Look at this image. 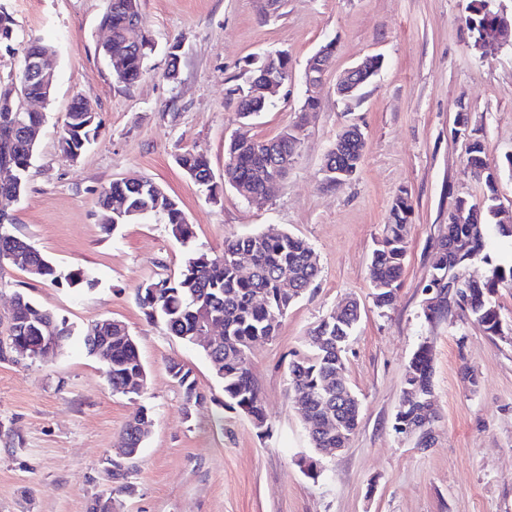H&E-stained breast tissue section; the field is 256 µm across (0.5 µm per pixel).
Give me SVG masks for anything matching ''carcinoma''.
<instances>
[{"mask_svg":"<svg viewBox=\"0 0 512 512\" xmlns=\"http://www.w3.org/2000/svg\"><path fill=\"white\" fill-rule=\"evenodd\" d=\"M488 0H468L465 10L469 16L492 30L495 19L488 16L492 9ZM101 24L112 28V41L124 45L128 57L124 82L133 84L145 72V61L152 49L142 48L151 42L141 26L140 0H108ZM237 95L236 112L240 119L250 120L257 112L266 111L270 103H257L250 97V87L234 89ZM9 120L0 112V164H8L17 172L19 182L0 184V200L11 201L25 191L27 176L34 157V149L25 140L23 129L40 126L44 122L41 112H15ZM73 146L85 150L100 133L102 122L87 112H67L64 124ZM362 145L357 139H347L339 157L341 163L361 158ZM296 137L284 131L269 140L255 139L241 142L230 139L227 148L225 181L245 199L264 192L262 175L285 176L298 154ZM467 161L476 179L485 187L478 217L473 222L448 225L458 244L453 263H448V237L442 236L436 245V258L424 285V291H434L439 304L424 313L427 322L442 317L448 311V281L463 275L474 261L488 265L487 279L468 289L454 305L467 312L491 336L502 332L500 313L491 296L498 284L512 282V263L492 260L486 252L487 228L495 226L498 234L512 240V224L500 218L498 178L500 171L490 166L483 144L475 140L469 144ZM179 164L210 195H216L211 183V169L207 156L201 152H187ZM121 199L124 208L114 214L105 231L119 224H127L151 213H160L171 227L173 236L183 244L195 237L177 203L156 188V183L142 184L114 181L104 188L98 198L99 206L107 208L109 200ZM412 201L408 192L399 191L394 197L383 235L374 249L369 265L372 298L376 307L389 308L397 297L399 280L404 270L408 248V220ZM12 219L0 223V264L9 263L8 256H23L18 268L42 282L57 283L63 279L68 285L84 282L85 273L72 269L64 274L57 269L45 268L46 257L26 240L13 235L8 226ZM251 255L252 271L243 272L237 257ZM320 276L317 254L304 239L288 234L256 233L230 236L224 239V249L211 255L204 251H191L181 270L158 281L147 283L137 291V302L146 318L163 325L168 334L188 343L198 332L200 322L213 318L224 324V342L206 353L210 362H222L224 374V409L245 416L250 421L267 423V413L259 388L252 376L248 353L260 341L277 336V328L288 310L315 284ZM13 320L15 344L28 352L39 347V330L52 325L57 335L66 342L73 335L72 327L58 319L26 294L16 293ZM360 321V305L355 300L329 313L309 332L306 342L312 352L294 360L288 369V387L304 394L310 418L307 433L312 448H346L354 436L359 421V400L349 393L345 378L344 354L347 342ZM112 339H106V335ZM126 328L113 327L108 333L97 326L86 329L83 341L89 354L97 355L103 366H112V377L107 384L116 394L136 395L127 390L130 379L145 372L135 341L128 338ZM171 377L184 389L187 401L198 405L204 396L197 392L190 372L171 359L167 365ZM434 395L431 366V346L422 342L409 361L404 375L403 395L395 414L394 429L399 433L418 434L419 445L425 443L428 431L417 422L416 398L420 394ZM145 442L140 428L126 423L120 433L118 447L131 452L141 451ZM112 481V501L122 504L121 497L133 491L128 475L107 471Z\"/></svg>","mask_w":512,"mask_h":512,"instance_id":"obj_1","label":"carcinoma"}]
</instances>
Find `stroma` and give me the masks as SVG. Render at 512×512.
<instances>
[{"mask_svg": "<svg viewBox=\"0 0 512 512\" xmlns=\"http://www.w3.org/2000/svg\"><path fill=\"white\" fill-rule=\"evenodd\" d=\"M107 0H0L14 19L10 49L0 48V83L18 75L24 49L50 44L56 73L24 193L7 204L11 231L62 271L82 269L79 288L0 267V336L15 292L28 294L74 329L48 361L0 360V512H88L109 491L115 441L140 409L152 414L133 463L136 493L123 512H512V282L496 288L503 332L488 335L460 309L427 322L423 290L435 244L448 232L455 198L481 200L467 164L470 140L489 160L512 154V41L481 52L463 15L466 0H140L142 26L156 49L136 83L117 82L101 52ZM335 51L304 111L303 73L326 42ZM180 46L177 79L167 51ZM288 54L289 74L272 105L241 123L230 89L245 85L265 54ZM384 60L359 100L336 95L338 77L367 56ZM89 101L102 128L78 161L57 148L74 98ZM468 113L466 133L456 131ZM355 125L366 138L358 172L328 184L322 171L337 134ZM298 128L301 144L266 200L249 202L224 181L233 133L272 139ZM210 162L217 198L180 167L187 152ZM160 184L193 224V247L221 252L230 235L287 232L306 239L321 273L288 311L277 337L249 353L268 415L258 431L226 411L224 388L201 347L149 322L138 288L176 273L187 247L163 216L111 232L97 200L116 180ZM412 197L409 248L396 302L378 310L368 266L399 190ZM347 298L361 306L345 353L346 381L361 407L348 446L322 458L312 479L295 459L311 454L288 365L320 319ZM100 319L126 324L147 372L146 389L112 393L83 343ZM432 349L434 417L430 447L393 428L405 369L421 342ZM191 369L202 404L187 407L168 360ZM479 381L470 387L464 371Z\"/></svg>", "mask_w": 512, "mask_h": 512, "instance_id": "1", "label": "stroma"}]
</instances>
